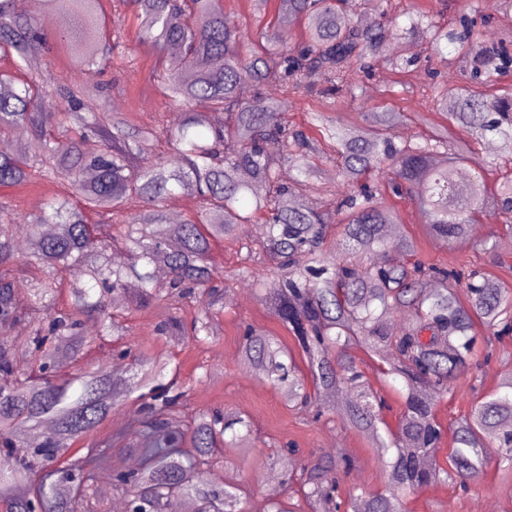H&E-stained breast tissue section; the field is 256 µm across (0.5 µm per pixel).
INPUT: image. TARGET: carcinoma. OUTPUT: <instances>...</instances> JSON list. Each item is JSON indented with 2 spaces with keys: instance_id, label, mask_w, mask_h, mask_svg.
Returning <instances> with one entry per match:
<instances>
[{
  "instance_id": "1",
  "label": "carcinoma",
  "mask_w": 512,
  "mask_h": 512,
  "mask_svg": "<svg viewBox=\"0 0 512 512\" xmlns=\"http://www.w3.org/2000/svg\"><path fill=\"white\" fill-rule=\"evenodd\" d=\"M14 0H0V53L24 62L43 51L47 33L65 45L91 74L131 65L136 50L108 33L101 0H44L45 10L18 14ZM139 20V45L164 55L178 49L183 66L151 74L163 97L162 113L148 126L134 125L123 112H100L90 104L112 84L89 82L53 88L44 75L17 86L0 70V138L17 150L0 153V187L36 178L62 180L75 196L55 194L25 223L4 218L0 204V501L7 512H99L88 482L110 469L115 488L135 512H165L170 498L186 495L198 512H250L245 492L231 481L213 485L207 474L224 444L253 445L251 422L218 410L182 419L188 389L167 365L141 356L132 376L115 383L99 368L83 365L90 338L82 326L96 322L101 335H131L126 320L153 305L180 310L197 302L190 336L215 338L222 294L212 242L260 224L265 269L248 255L234 277H249L261 301L288 329L300 348V369L281 340L247 328L243 368L280 386L288 401L329 413L328 398L341 389L352 397L339 406L348 426L365 434L385 458L387 485L344 499L338 474L354 460L336 449L314 459L300 495L313 512H406L404 495L431 484L458 480L478 487L488 461L483 449H501L498 464L512 469V376L473 401L453 432L448 467L433 463L443 430L435 406L448 392L473 389L481 325L495 334L512 330V288L481 270L464 274L420 261L402 262L394 251L413 244L400 228L397 202L407 200L428 218L429 235L493 251L477 235V215L489 202V163L472 145L493 140L512 164V95L486 92L512 64L499 43H487L474 19L460 27L438 24L418 7L402 30L391 14L392 0H377L381 22L363 27L354 20L356 0H279L278 22L301 24V42L281 49L276 25L235 26L223 0H121ZM68 15L76 26L54 32L51 21ZM425 41L434 54L455 45L470 63L472 85L445 81L428 86L417 106L403 112H362V120L336 125V97L353 91L368 59L405 72L402 34ZM320 73L334 100L311 115L309 126L288 124V99L309 92L307 79ZM274 83L278 94L261 88ZM456 110L448 111V98ZM203 101L209 111L198 112ZM180 113L170 123L166 112ZM447 113L471 142L451 143L447 126L416 142L395 133L398 124H427L428 115ZM448 156L442 166L435 157ZM336 163L344 183L337 191L314 179L316 161ZM292 175L281 178V169ZM376 186L362 184L373 172ZM496 205L512 215V171L498 174ZM180 194L195 208L178 224L168 223L167 200ZM137 197L143 208L125 207ZM102 218L91 224L87 213ZM339 229L341 242L330 243ZM28 239L27 251L15 238ZM127 255L112 262L110 243ZM164 267L168 279L157 280ZM29 274L20 295L15 273ZM464 288L465 298L458 289ZM128 295L124 309L113 295ZM404 320L396 330L392 322ZM26 322L29 334L15 327ZM25 345L29 360L17 362ZM377 357L381 373L403 381L404 406L396 428L382 418L384 399L360 368L354 352ZM133 401L131 430L112 437L104 449L70 453L93 435L112 410ZM127 442L141 457L129 472L109 451ZM66 489V496L58 494ZM263 512H296L292 496L269 499Z\"/></svg>"
}]
</instances>
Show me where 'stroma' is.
<instances>
[{"instance_id": "1", "label": "stroma", "mask_w": 512, "mask_h": 512, "mask_svg": "<svg viewBox=\"0 0 512 512\" xmlns=\"http://www.w3.org/2000/svg\"><path fill=\"white\" fill-rule=\"evenodd\" d=\"M466 14L482 23L486 41L495 42L502 36L499 10H487L484 0H448V7L440 16L443 24H455L459 15ZM404 54L410 66L406 79H399L394 72L383 66L361 73L358 101L343 104L336 114V122L346 126L358 119L357 104L364 101L376 111L402 109L417 100L419 90L435 78L444 77L457 84H464V66L454 49H447L444 59H428L421 40L405 37ZM49 69L51 82L57 86H73L89 80V73L80 68L64 49L53 47L50 57H37L34 63L18 71V79H27L30 72ZM115 87L103 103L104 111L120 107L131 113L134 120L152 121L161 103V96L148 80L145 65H130L112 73ZM55 189L46 183L37 187L18 186L0 188V203L9 206L15 220L39 213L47 195ZM402 221L410 240L413 253H401V260L412 258L433 263L448 269L465 264L483 266L491 276L512 287V224L495 203H488L479 218L481 231L490 235L495 249L486 254L478 248L461 244L444 243L427 235L424 213L415 205L403 201L399 204ZM227 307L219 318L220 336L207 345L194 347L156 335L154 326L160 316L151 308L133 318V334L128 341L134 354L154 361L179 367L181 377L189 391L190 409L199 410L221 407L224 410L249 419L256 434L251 448H221L212 469L223 472L225 477L238 484L252 497L254 503H262L268 497L260 477L269 473L265 463L272 443H293L295 452L290 453L292 466H299L313 459L314 455L336 448L354 455L357 469L341 475L340 490L351 493L359 487L381 490L386 486L385 467L378 457L371 440L342 423L340 416L313 421L310 411L289 403L280 388L269 381L246 375L241 366L242 337L240 323H250L292 344L287 329L273 316L260 299V291L252 281L231 279ZM488 358L482 359L475 383L478 394L494 389L504 374L512 373V335L485 339ZM208 368L212 377L204 383L196 382L199 368ZM469 395L456 393L438 404L435 415L442 425L445 436L436 452L440 465H447L453 440L451 434L461 418L467 415ZM493 499L498 512H512V470L490 468L483 486L477 491L464 490L459 484L448 483L428 486L407 498L408 512H475L480 498Z\"/></svg>"}]
</instances>
